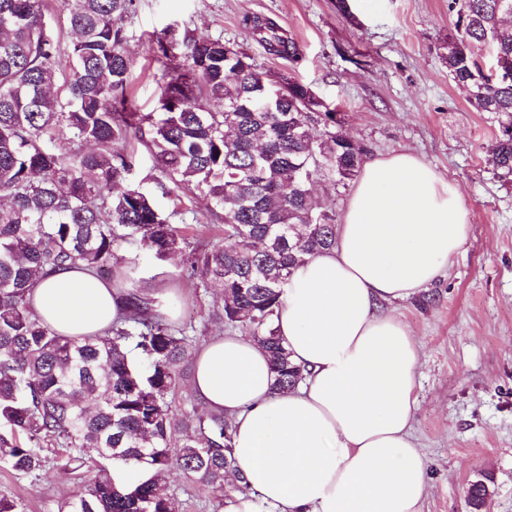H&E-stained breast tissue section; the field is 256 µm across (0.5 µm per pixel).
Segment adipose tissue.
Masks as SVG:
<instances>
[{
    "instance_id": "obj_1",
    "label": "adipose tissue",
    "mask_w": 512,
    "mask_h": 512,
    "mask_svg": "<svg viewBox=\"0 0 512 512\" xmlns=\"http://www.w3.org/2000/svg\"><path fill=\"white\" fill-rule=\"evenodd\" d=\"M457 184L401 151L367 163L336 243L308 257L274 318L304 378L277 392L267 351L240 332L201 346L192 389L233 428L235 468L249 493L222 512H422L427 460L412 434L420 350L382 303L435 281L465 244ZM35 312L67 336L101 334L121 291L62 267L33 278Z\"/></svg>"
}]
</instances>
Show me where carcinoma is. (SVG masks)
Instances as JSON below:
<instances>
[{
  "mask_svg": "<svg viewBox=\"0 0 512 512\" xmlns=\"http://www.w3.org/2000/svg\"><path fill=\"white\" fill-rule=\"evenodd\" d=\"M135 0H61L71 41L45 21L46 0H0V464L20 475L61 454L95 474L59 512H178L159 476L179 471L224 505L234 471L233 434L221 414L178 413L172 385L191 342L141 295L121 250L151 259L180 254L186 270L216 282L209 314L253 336L270 357L274 387L303 379L274 326L282 288L306 258L333 247L336 214L312 197L328 174L344 185L364 147L307 85L261 81L251 57L205 35L162 30L154 112L129 99L131 61L118 20ZM512 0H461L441 58L477 112L497 115L502 135L488 161L512 175V33L500 29ZM246 24L268 51L299 60L297 45L258 17ZM489 45L481 64L472 48ZM323 126L320 138L310 126ZM70 135L73 148L59 151ZM135 137L177 190L199 193L224 223V240L190 246L153 197L125 184ZM70 265L107 273L124 289V312L102 336L59 334L28 297L33 276ZM182 444L171 453L170 441ZM487 485L468 488L474 509Z\"/></svg>",
  "mask_w": 512,
  "mask_h": 512,
  "instance_id": "1",
  "label": "carcinoma"
}]
</instances>
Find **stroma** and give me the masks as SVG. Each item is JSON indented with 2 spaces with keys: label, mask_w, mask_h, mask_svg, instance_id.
<instances>
[{
  "label": "stroma",
  "mask_w": 512,
  "mask_h": 512,
  "mask_svg": "<svg viewBox=\"0 0 512 512\" xmlns=\"http://www.w3.org/2000/svg\"><path fill=\"white\" fill-rule=\"evenodd\" d=\"M451 0H136L125 17L133 105L152 112L160 70L151 38L161 29H189L246 51L266 81L289 74L344 114L365 161L406 150L452 179L469 214L470 232L444 274L416 296L387 303L421 347L412 434L428 460L423 512H470L466 491L489 488L485 512H512V177L488 162L501 128L474 111L448 75L441 54L455 30ZM275 23L300 53H270L245 20ZM130 185L150 192L162 214L180 225L207 224L223 238L202 197L168 194L152 156L136 139ZM137 285L166 299L165 310L193 347L218 334L206 317L221 290L184 272L180 256L142 261ZM82 471L56 459L47 476L0 467V494L22 512H58L82 485Z\"/></svg>",
  "instance_id": "stroma-1"
}]
</instances>
